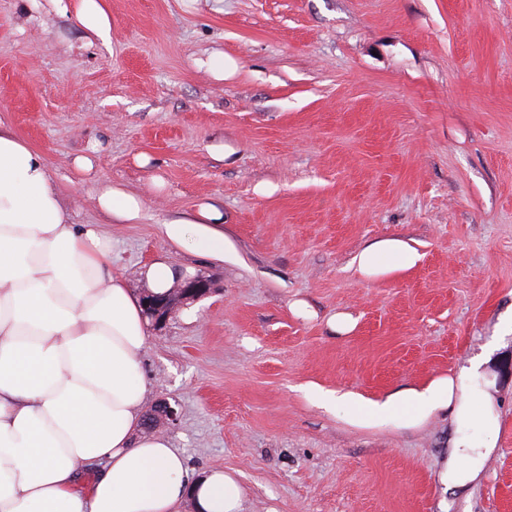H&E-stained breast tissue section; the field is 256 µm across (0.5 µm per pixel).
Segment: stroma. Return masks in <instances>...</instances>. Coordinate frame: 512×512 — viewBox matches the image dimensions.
I'll return each mask as SVG.
<instances>
[{"instance_id":"stroma-1","label":"stroma","mask_w":512,"mask_h":512,"mask_svg":"<svg viewBox=\"0 0 512 512\" xmlns=\"http://www.w3.org/2000/svg\"><path fill=\"white\" fill-rule=\"evenodd\" d=\"M105 4L107 44L50 0H0V123L45 154L135 292L158 258L212 280L142 356L189 477L235 475L242 512H512V0ZM215 51L235 74L207 71ZM86 152L92 178L71 184ZM97 183L139 195L141 218L111 223ZM202 203L224 212V261L164 234ZM388 238L416 263L361 275ZM484 357L501 430L466 488L438 481L447 411L368 428L311 397L376 400Z\"/></svg>"}]
</instances>
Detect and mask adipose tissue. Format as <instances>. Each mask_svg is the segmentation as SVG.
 Wrapping results in <instances>:
<instances>
[{"label": "adipose tissue", "instance_id": "1", "mask_svg": "<svg viewBox=\"0 0 512 512\" xmlns=\"http://www.w3.org/2000/svg\"><path fill=\"white\" fill-rule=\"evenodd\" d=\"M97 208L118 224L139 220L142 199L99 184ZM224 215L204 204L166 223L177 248L216 260L234 249ZM416 253L384 239L358 258L378 276L411 266ZM148 322L140 297L112 270V240L75 223L44 155L0 125V512H241L244 491L225 472L187 480L168 438L145 432L148 383L140 356ZM493 383L479 362L382 400L319 393L349 406L350 421L415 426L447 410L453 438L443 487L474 483L497 445ZM95 474L82 486L86 468Z\"/></svg>", "mask_w": 512, "mask_h": 512}]
</instances>
